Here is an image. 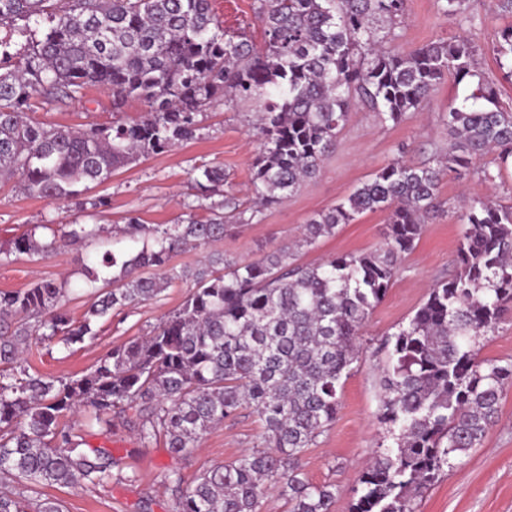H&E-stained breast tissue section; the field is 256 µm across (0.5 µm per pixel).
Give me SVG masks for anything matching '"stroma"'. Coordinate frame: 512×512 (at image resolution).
Instances as JSON below:
<instances>
[{"mask_svg":"<svg viewBox=\"0 0 512 512\" xmlns=\"http://www.w3.org/2000/svg\"><path fill=\"white\" fill-rule=\"evenodd\" d=\"M253 0H213V9L225 29L241 31L255 44H263L264 30L256 21ZM477 23L469 38L477 47V62L491 78L499 72L492 53L500 31L512 24V16L500 13L497 0H471ZM452 21L440 19L435 0H409L401 26V45L411 50L438 39L460 34ZM467 83L448 79L440 84L428 104L402 124H381L373 113L354 110L339 134L335 151L324 161L320 174L305 183L287 201L269 206L261 222L230 226L222 239L205 247L177 254L172 262L195 268L205 256L255 261L288 246L300 263H312L330 255L376 249L383 240L387 215L367 212L348 224L338 225L334 235L314 246H300L305 222L315 213L333 207L372 173L395 158L421 164L448 147L441 115L448 106L461 104L468 95ZM138 100L128 101L121 112L112 109V93L91 87L81 101L64 106H38L36 117L50 126L83 128L108 126L117 120L137 119L146 112ZM194 138L171 150L152 154L117 169L103 183L91 186L87 195L103 198L106 207L93 210L79 200L49 201L21 193L14 182H0V246L33 224L66 223L123 225L128 215L145 224H171L185 214L206 218L207 200L191 190L194 169L206 163L224 170L223 196L249 204L252 195V163L258 146L252 136L256 114L251 103L237 101L199 115ZM475 181L445 174L439 184L440 207L425 225L416 248L401 262L386 297L371 312L360 338L362 353L345 380L341 408L335 423L305 452V477L314 484L336 488L333 512H350L356 477L378 448L390 439L379 424V390L376 379L386 361L380 346L388 334L408 320L422 304L429 285L447 278L463 226L460 208L466 196L477 191ZM94 246H69L58 254L33 260L24 255L0 262V291L26 288L37 279L83 283V269L90 264ZM192 281L167 288L157 298L103 318L95 338L71 347L56 343L31 344L24 357L31 371L43 376H72L103 358L112 347L147 335L154 326L178 309ZM88 408L69 414L64 423L74 435L91 446L111 449L124 473L135 475L132 483L110 482L75 489L36 486L28 498L58 499L63 512H171L172 492L163 481L166 470H177L190 486L206 470L232 462L256 445L262 423L252 409H243L232 420L210 430L198 448L172 454L164 441L144 444L136 431L133 414L116 416L110 431L89 427ZM418 512H512V386L500 400L498 421L481 444L454 461L440 480L419 501Z\"/></svg>","mask_w":512,"mask_h":512,"instance_id":"1","label":"stroma"}]
</instances>
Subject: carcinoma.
Segmentation results:
<instances>
[{"mask_svg":"<svg viewBox=\"0 0 512 512\" xmlns=\"http://www.w3.org/2000/svg\"><path fill=\"white\" fill-rule=\"evenodd\" d=\"M439 15L472 25L470 0H437ZM408 0H255L265 31L257 46L229 36L212 0H0V179L40 198L79 197L122 166L193 138L197 116L244 100L257 113L255 205L218 202L210 216L174 224L127 217L119 232L134 243L118 260L103 229L70 222L59 234L38 224L13 237L0 256L40 259L65 246H98L83 288L102 281L80 321L64 306L68 283L38 280L0 291V475L33 486L72 488L133 482L105 448H85L61 419L90 409L96 422L129 410L140 439L162 438L180 454L245 407L262 422L260 446L207 470L191 487L164 473L172 512H263L271 490L289 512H333L335 488L315 485L302 457L336 422L341 391L359 358V335L386 296L403 256L438 209L445 170L485 184L503 178L512 158V112L498 104V81L479 69L466 35L410 51L398 44ZM50 27L36 37L33 25ZM501 79L512 83V27L493 46ZM472 85L442 122L448 153L421 166L395 159L347 197L310 217L312 245L366 212L388 213L383 244L314 264L282 247L257 261L211 257L194 270L172 258L252 224L263 209L295 194L336 148L360 107L382 124L419 112L447 78ZM112 90L113 105L137 99V121L75 129L47 126L38 104L78 101L86 89ZM494 153V165L483 162ZM193 188L220 193L224 171L201 165ZM449 276L429 288L407 323L382 343L378 421L393 444L375 452L356 478L351 512H416V502L451 460L476 447L496 422L512 364L478 359L481 340L512 309V203L473 196ZM120 267L119 274L110 270ZM193 288L180 308L142 339L115 346L79 375L43 378L23 364L32 341L66 346L95 336L114 312L158 297L179 280ZM39 317L36 328L15 325ZM0 512H61L58 501L0 493Z\"/></svg>","mask_w":512,"mask_h":512,"instance_id":"1","label":"carcinoma"}]
</instances>
